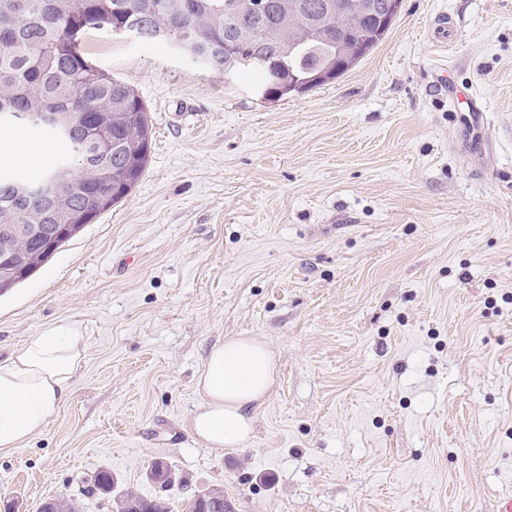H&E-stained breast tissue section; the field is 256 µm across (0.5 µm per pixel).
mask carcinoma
Instances as JSON below:
<instances>
[{"label":"carcinoma","mask_w":512,"mask_h":512,"mask_svg":"<svg viewBox=\"0 0 512 512\" xmlns=\"http://www.w3.org/2000/svg\"><path fill=\"white\" fill-rule=\"evenodd\" d=\"M0 0V114H33L50 109L62 126L46 129L56 143L43 179L61 171L74 155L91 148L97 176L73 186L59 184L63 199L18 198L29 183L17 173H0V227L8 224H89L125 198L142 177L150 155L152 127L133 86L98 68L85 51L99 31L141 33L145 43L182 42L193 62L210 72L254 71L267 100L308 92L341 77L359 55L336 59V46L372 49L386 34L382 18L396 17L395 0H377L375 14L352 19L336 15L332 0H300L306 11L284 14L279 0L255 17L234 0ZM320 22L319 37L304 26ZM118 512H173L165 497L132 490L113 496Z\"/></svg>","instance_id":"1"}]
</instances>
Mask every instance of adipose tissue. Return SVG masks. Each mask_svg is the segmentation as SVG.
<instances>
[{
	"label": "adipose tissue",
	"instance_id": "1",
	"mask_svg": "<svg viewBox=\"0 0 512 512\" xmlns=\"http://www.w3.org/2000/svg\"><path fill=\"white\" fill-rule=\"evenodd\" d=\"M83 347L76 326L59 322L0 360V455L22 449L57 415ZM276 381L275 355L262 339L232 336L213 345L195 383L200 401L191 434L216 454L242 447Z\"/></svg>",
	"mask_w": 512,
	"mask_h": 512
}]
</instances>
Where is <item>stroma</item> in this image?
Returning a JSON list of instances; mask_svg holds the SVG:
<instances>
[{"mask_svg":"<svg viewBox=\"0 0 512 512\" xmlns=\"http://www.w3.org/2000/svg\"><path fill=\"white\" fill-rule=\"evenodd\" d=\"M457 26L441 51L424 32ZM91 61L152 125L129 195L0 295V358L59 321L85 338L57 416L0 457L23 512L161 457L231 512H496L512 493V0H403L342 77L266 101L243 75L99 33ZM445 65L460 92L435 82ZM480 102L473 149L449 108ZM37 177L54 145L0 126ZM257 336L273 393L243 447L187 429L210 347Z\"/></svg>","mask_w":512,"mask_h":512,"instance_id":"35a3bbf8","label":"stroma"}]
</instances>
